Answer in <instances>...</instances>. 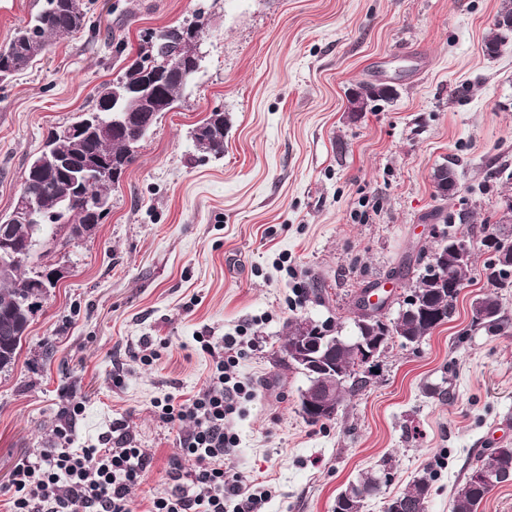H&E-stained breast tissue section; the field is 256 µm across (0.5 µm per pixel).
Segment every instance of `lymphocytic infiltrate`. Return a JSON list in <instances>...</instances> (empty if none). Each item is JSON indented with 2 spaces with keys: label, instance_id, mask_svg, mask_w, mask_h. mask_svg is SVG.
<instances>
[{
  "label": "lymphocytic infiltrate",
  "instance_id": "f902f5d3",
  "mask_svg": "<svg viewBox=\"0 0 512 512\" xmlns=\"http://www.w3.org/2000/svg\"><path fill=\"white\" fill-rule=\"evenodd\" d=\"M237 346L236 337H225L223 350L213 355L208 387L191 404L165 398L160 419L173 426L188 420L193 427L169 461V491L153 498L148 512H224L229 504L234 512H257L260 496L245 477L224 469V454L236 443L224 422L247 392L232 373ZM81 411L78 402L63 408L64 423L55 429L51 446L16 464L10 512H132L130 489L150 470L151 458L131 445L121 420L97 444L73 448L72 429ZM186 458L191 468H184Z\"/></svg>",
  "mask_w": 512,
  "mask_h": 512
}]
</instances>
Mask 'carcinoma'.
I'll return each instance as SVG.
<instances>
[{
	"mask_svg": "<svg viewBox=\"0 0 512 512\" xmlns=\"http://www.w3.org/2000/svg\"><path fill=\"white\" fill-rule=\"evenodd\" d=\"M88 7L84 0H44L41 10L36 14L27 27L18 31L10 41L13 53L5 56L0 53V69L9 70L13 75L28 67L37 56L46 52L53 39L62 35L76 33L83 29L87 23ZM512 37L511 28H496L484 43L486 54L493 56L500 51V46L506 39ZM198 41L184 37L183 27L162 30L155 36V41L149 48L138 53L137 59L129 66L123 78L113 83H107L99 91L98 101L93 113L100 114V120L110 119V113L101 111L103 101L118 99V104H129L130 90L134 86L149 81L155 74L154 62L159 55L175 60H189L197 57ZM186 83L169 80L163 86V95L167 109H172L174 103L181 95ZM360 101L363 106L360 111H366L372 102L388 101L393 97L391 92L376 89L374 84H361ZM196 132L195 143L199 150L220 156L224 154V113L213 112L194 128ZM145 134L134 139L118 134H103L98 128H93L80 141L61 138L50 139L46 148L30 161L25 173L29 174L37 169L50 168L61 159L75 160L85 153H93L98 159L115 161L119 170L115 178L110 181H99L86 185L80 177V168L72 164L64 172L51 179L33 177L30 187L40 192L45 205L52 213V218L45 224H9L7 219L0 217V228L5 226L12 236L21 243H28L25 257L20 260L0 257V353L9 354L7 364L15 361L29 324L31 310L23 302L20 286L33 280L39 275L36 270H26L31 259L43 258L49 252V246L56 240L62 228L71 224H97V216L78 209L74 206H65L61 199L90 194L96 197L110 198L109 191L112 186L119 183L125 167L132 161L130 141L141 142ZM435 181L438 196L444 202L451 201L450 188L457 181L455 169L444 166L436 170ZM439 214L448 224V237L454 238L461 234L470 235L465 225L470 223V215L460 211H445L440 208ZM472 249L488 252L495 256L512 255V222L500 217L494 222L485 221L484 235ZM475 253L456 264H448V278L457 290L465 288L470 280ZM488 283L494 291L486 293L475 299L472 303V317L470 330H483L494 334L501 330L506 320L502 310L497 290L512 288V274L503 273V268L489 260L484 266ZM411 293L421 301L423 311L402 321L389 320L392 335L387 341L398 338L405 342H420L438 327L452 320L456 313L458 294H449L427 278L426 269H417L416 282ZM300 325L291 321L288 323V332L281 341L279 351L283 358L288 360V367L295 369L304 378H309L308 368L288 358L287 349L292 340L299 335ZM353 340L342 336L341 326H336V341L322 349L324 359L328 364L336 367L354 363V351L351 348ZM368 383V377L362 374H336V392L331 400L336 407H341L345 395L354 393ZM496 472L499 470L512 471V444L492 448L480 459V464L472 469L465 482L455 492L454 512H476V509L491 492L487 485L475 478V472ZM376 472L370 471L362 474L352 483V495L348 498L342 512H359L363 497L375 498L380 495L377 489ZM432 475L426 474L409 484L396 499L401 501L402 512H426L428 498L431 490Z\"/></svg>",
	"mask_w": 512,
	"mask_h": 512,
	"instance_id": "obj_1",
	"label": "carcinoma"
}]
</instances>
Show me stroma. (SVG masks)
<instances>
[{"instance_id":"obj_1","label":"stroma","mask_w":512,"mask_h":512,"mask_svg":"<svg viewBox=\"0 0 512 512\" xmlns=\"http://www.w3.org/2000/svg\"><path fill=\"white\" fill-rule=\"evenodd\" d=\"M502 0H94L79 33L58 39L0 83V215L12 210L49 131L95 107L149 36L201 18V68L140 142L111 211L92 236L58 243L44 262L57 288L34 309L13 366L0 371V512L9 475L47 447L70 392L81 448L118 419L153 457L130 489L147 512L170 483L181 431L157 402L190 399L213 364L202 339L237 337L234 375L250 385L226 423L237 438L224 464L257 483L259 512H333L336 495L391 459L394 480L365 512L432 470L427 512H453L454 491L512 418V291L500 292L504 330L471 331V303L490 292L475 257L452 321L416 344L392 342L366 388L334 419L300 413L305 380L279 352L290 320L341 322L435 245L441 202L434 173L452 166L457 210L473 238L501 217L512 180V43L483 52ZM362 83L398 95L349 111ZM227 122L224 153L196 148L191 131L213 111ZM159 357L142 364L143 341ZM446 387L439 395L438 387Z\"/></svg>"}]
</instances>
